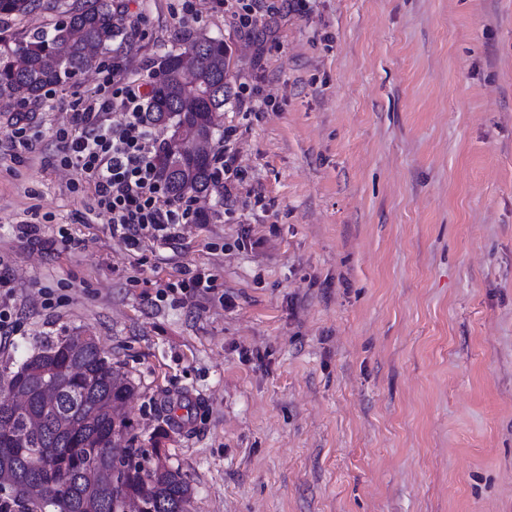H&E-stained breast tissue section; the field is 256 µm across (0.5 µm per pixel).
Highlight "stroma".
<instances>
[{
	"mask_svg": "<svg viewBox=\"0 0 512 512\" xmlns=\"http://www.w3.org/2000/svg\"><path fill=\"white\" fill-rule=\"evenodd\" d=\"M120 2L125 38L43 97L28 149L0 101V368L94 337L191 512H512V0H302L253 34L216 0ZM196 32L269 105L218 118L232 198L133 250L59 134ZM189 269L213 292L158 300Z\"/></svg>",
	"mask_w": 512,
	"mask_h": 512,
	"instance_id": "obj_1",
	"label": "stroma"
}]
</instances>
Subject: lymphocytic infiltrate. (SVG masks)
<instances>
[{
  "mask_svg": "<svg viewBox=\"0 0 512 512\" xmlns=\"http://www.w3.org/2000/svg\"><path fill=\"white\" fill-rule=\"evenodd\" d=\"M147 96L142 80L113 72L111 94L89 99L63 136L64 164L92 186L97 214L134 248L146 239L174 243L196 216L192 200L172 199L159 176L161 146L146 121ZM112 112L121 114L119 123H109Z\"/></svg>",
  "mask_w": 512,
  "mask_h": 512,
  "instance_id": "lymphocytic-infiltrate-1",
  "label": "lymphocytic infiltrate"
}]
</instances>
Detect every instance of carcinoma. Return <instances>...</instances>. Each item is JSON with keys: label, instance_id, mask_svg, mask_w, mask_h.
Segmentation results:
<instances>
[{"label": "carcinoma", "instance_id": "obj_1", "mask_svg": "<svg viewBox=\"0 0 512 512\" xmlns=\"http://www.w3.org/2000/svg\"><path fill=\"white\" fill-rule=\"evenodd\" d=\"M54 11L57 0H0V17ZM117 0H74L49 25L6 33L0 28V99L37 105L48 87L97 66L125 28ZM230 58L221 39H186L184 51L161 57L150 82L146 119L170 135L158 170L172 197L216 187L210 144L216 114L231 98ZM66 336L0 374V512H126L137 499L143 512H189L191 488L160 449L122 448L135 441L131 420L116 412L134 391L94 338L72 352ZM56 386L47 401L42 389Z\"/></svg>", "mask_w": 512, "mask_h": 512}]
</instances>
